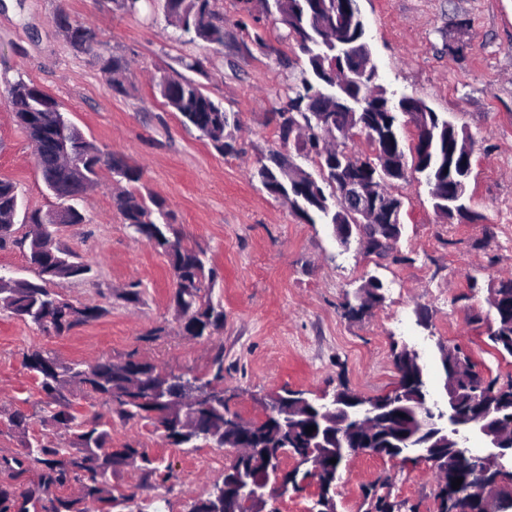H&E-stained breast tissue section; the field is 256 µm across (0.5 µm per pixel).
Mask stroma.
<instances>
[{
  "instance_id": "obj_1",
  "label": "stroma",
  "mask_w": 512,
  "mask_h": 512,
  "mask_svg": "<svg viewBox=\"0 0 512 512\" xmlns=\"http://www.w3.org/2000/svg\"><path fill=\"white\" fill-rule=\"evenodd\" d=\"M378 82L394 96H414L448 116L473 141L469 181L472 221L442 222L429 189L417 180L395 186L404 207L402 235L382 258L358 244L341 246L332 225L307 224L260 184L259 159L278 150L312 169L294 146L279 141L272 112L300 76L297 47L259 24L266 48L252 44L239 0H216L223 46L188 42L163 12L131 15L115 0H0V179L16 183L24 207L49 211L59 202L45 188L34 148L7 102V81L23 79L51 95L84 136L141 168V184L165 200L185 246L205 252L217 271L210 292L224 308L212 339L182 336L170 302L169 264L134 238L112 207V177L80 207L81 224L57 226L61 246L90 274L65 284L75 305H99L104 317L57 336L0 311V416L21 410L31 431L42 425V395L24 354L47 349L64 362L120 361L137 353L163 371L210 380L215 347L224 349V395L231 410L257 421L272 393L301 389L329 399L348 387L366 398L394 388L392 350H414L433 401L445 403L438 347L457 345L500 382L512 379V358L487 344L493 319L486 296L512 275V0H358ZM67 15L94 29V50L74 51L55 23ZM129 65L128 92L115 94L100 54ZM198 61L193 77L241 129L239 151L217 153L167 107L156 82L180 61ZM384 284V302L363 317L346 304L369 276ZM138 283L139 303L122 293ZM163 327L161 336L147 331ZM136 441L168 468L167 481L143 482L129 467L110 478L113 492L166 500L165 512H190L222 481L230 457L221 448L169 445L150 421H112V445ZM386 481L401 512H438L434 474L416 460L352 456L336 483V512H367L362 489Z\"/></svg>"
}]
</instances>
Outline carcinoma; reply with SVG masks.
<instances>
[{"mask_svg":"<svg viewBox=\"0 0 512 512\" xmlns=\"http://www.w3.org/2000/svg\"><path fill=\"white\" fill-rule=\"evenodd\" d=\"M168 18L180 22L179 28L188 41H203L214 46L224 45V19L219 17L213 0H160ZM261 9L282 26L280 39L294 43L304 56L298 83L288 87L279 106L272 112V121L279 141L293 143L305 157L319 159L328 180L319 184L308 182L302 189L292 179L294 163L278 151H270L259 160L257 176L266 191L274 196H288V206L307 224H336L348 222L347 210L356 205L353 199L341 200L340 186L336 184L334 169H344L346 178H384L373 168L370 157L356 158L349 153L321 155L317 147L321 140H333L348 123L372 134L378 148L392 153L412 167L417 145L405 144L403 124L399 116L405 112H420L424 124L436 139L448 143H463L465 134L453 122L431 109L423 100L411 96L396 101L376 80L354 74L347 78L336 74L348 62L353 49L360 51V59L368 60L371 52L365 41V27L358 0H262ZM55 22L63 24L62 31L72 48L95 39L90 28L72 25L68 17L59 15ZM102 71L111 78L112 91L128 92L124 73V59L113 55L101 56ZM165 104L179 113L182 123L206 138L221 155L236 154V131L239 120L224 109L220 101L212 99L202 85L172 71L160 77L157 83ZM7 102L18 122L27 132L37 154V164L46 189L60 202L75 196L73 174L65 164L52 160L54 140L57 137L72 144V161L82 167L87 183L99 184L100 174L106 169L115 182L138 183L142 171L128 165L116 155L101 149L84 137L71 122L59 104L38 86L22 79L7 85ZM435 213L448 218L469 213L468 192L450 189L444 193H430ZM20 199L16 184L0 180V214L15 213ZM112 207L123 223L147 239L168 258L174 278L172 302L175 311L188 316L183 324L187 336L210 337L224 325V311L212 303L209 296L214 283V269L208 266L205 254L182 243V234L175 224L165 201L149 192L125 189L112 196ZM46 240L39 251L29 240L21 244L27 257L39 264V281L11 279L0 285L8 289L0 294V308L15 317L57 336L100 318L105 309L97 305L73 307L61 298L57 286L84 277L90 267L74 253L62 247L53 237ZM488 345L501 357H512V327L488 328ZM135 354L124 361H104L94 364L73 360L62 362L46 350L24 355V366L33 374L44 395V420L63 428L70 434L71 447L63 448L41 434L28 433L30 417L16 410L6 418V425L22 435V448L14 455L0 457V468L12 472L18 479L29 471L38 473V480L24 488L0 486V512H114L127 508L134 500L132 494L116 495L106 486L108 473L120 467L140 471L143 479L161 475L145 449L133 443L121 448L112 447V427L105 416L87 417L74 408L66 393L77 389L83 396L101 399L107 413L121 420L144 419L155 426L160 417L151 399L129 397L122 376L123 364H132ZM477 385L498 394L501 399L512 396V381L500 385L492 378L476 380ZM406 418L402 419L404 432L413 442L422 440L419 412L412 403L403 405ZM313 445L312 436L305 430L286 439L284 449L300 456ZM254 475L267 477L271 469L281 466V459L260 458L242 462ZM76 481L81 484L77 495H59L56 490Z\"/></svg>","mask_w":512,"mask_h":512,"instance_id":"cac0c4a2","label":"carcinoma"}]
</instances>
